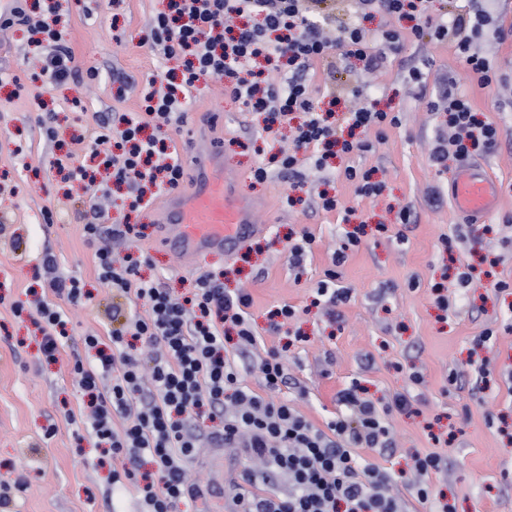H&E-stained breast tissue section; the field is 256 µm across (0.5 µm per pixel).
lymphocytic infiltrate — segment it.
Returning a JSON list of instances; mask_svg holds the SVG:
<instances>
[{"mask_svg": "<svg viewBox=\"0 0 512 512\" xmlns=\"http://www.w3.org/2000/svg\"><path fill=\"white\" fill-rule=\"evenodd\" d=\"M324 2L168 0L166 10L151 20L150 39L165 58L182 60L181 80L158 75L144 111L100 117L90 152L106 155L115 183L134 189L142 181L159 180L168 188L179 187L184 169L168 129L180 120L176 108L196 82L220 79L233 100L264 113L268 123L303 113L291 135V151L270 157V166L286 172L300 188L306 183L301 153L336 144L346 153L371 148L364 139L337 141L332 110L316 104L309 79L315 63H326L332 72L355 60L372 71L382 66L386 53L428 37L449 43L480 88L503 81L491 60L474 49L493 20L497 0H484L465 13L443 14L434 13L432 0H359L362 17L381 12L398 20L375 39L359 25L341 28L333 39L325 36ZM247 17L253 25H244ZM30 30L56 45L42 56L44 84L69 78L74 58L58 17L42 14ZM436 104L443 110L446 132L433 142V167L444 169L451 159L462 164L496 148L497 127L480 118L455 79H448ZM270 166L257 167L255 179L265 180ZM358 243L355 233H345L318 285L328 308L350 298L349 289L337 284L338 269ZM95 257L101 281L117 300L105 334L92 331L82 338L87 354L75 356L72 373L80 395L88 399L86 415L72 414L68 421L90 428L106 447L116 464L112 485L134 490L138 512H181L196 499L198 486L190 481L188 466L205 437L195 423L204 409L222 423L206 437L238 449L249 462L241 483L229 491L234 512H405L403 500L387 490L389 475L362 464L359 455L363 448L392 447L387 418L407 406L404 394L381 407L363 397L359 381H352L339 393L345 414L317 427L290 401L274 397L287 380L286 349L250 355L245 364L226 350L231 328L239 347L258 344L247 313L249 295H228L223 282L208 275L198 280L192 296L179 300L160 281L139 277V261L132 255L118 260L101 248ZM43 265L52 300H40L30 311L19 304L14 310L28 312L41 324L43 353L51 360L68 340L65 306H81L89 294L77 277L59 272L54 255L45 254ZM253 371L260 378L256 391L244 379ZM283 478L288 489L281 492L277 484Z\"/></svg>", "mask_w": 512, "mask_h": 512, "instance_id": "1", "label": "lymphocytic infiltrate"}]
</instances>
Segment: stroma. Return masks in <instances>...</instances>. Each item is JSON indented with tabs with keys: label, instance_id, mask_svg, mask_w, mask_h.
<instances>
[{
	"label": "stroma",
	"instance_id": "obj_1",
	"mask_svg": "<svg viewBox=\"0 0 512 512\" xmlns=\"http://www.w3.org/2000/svg\"><path fill=\"white\" fill-rule=\"evenodd\" d=\"M51 4L77 64L60 86L48 90L35 80L40 64L29 50L26 26L0 28V482L22 470L29 476L6 512H136L133 492H113L108 467L98 466L100 448L64 417L79 404L74 356L88 331L101 330L112 289L98 280L94 247L83 231L93 219L90 193L69 183L52 160L71 152L90 164L86 145L97 129L96 114L141 111L144 90L170 66L149 41L150 20L167 0H28L37 14ZM414 67L421 68L422 83L408 82ZM451 76L499 132L496 148L474 158L501 187L499 210L484 226L457 222L453 173L437 172L429 160L441 118L426 103ZM346 82L388 104L400 123L367 131L370 151L337 158L334 169L321 172V182L339 200L336 210H322L310 199L289 204L290 181L278 169L255 181L253 172L266 159L263 117L226 95L223 81L211 79L197 82L170 135L177 143L194 140L200 115L222 113L224 165L240 192L256 202L263 232L229 256L180 258L158 243L152 207L159 197L134 212L111 197L108 218L141 231V275L161 280L174 296H189L198 278L217 273L226 291L247 293L256 334L266 346L290 347L281 397L316 426L325 427L340 412L338 393L351 381L380 404L406 394L409 406L388 418L393 448L359 454L388 471L395 493L406 497L414 454L440 453L441 471L424 478L430 503L409 499L410 512H430L439 502L453 512H512V294L490 286L495 277L512 280V98L479 88L451 46L428 41L407 42L366 81L350 75ZM40 115L46 126L37 125ZM348 165L373 170L385 184L383 194L360 195L343 175ZM405 206L412 217L404 225L399 211ZM353 224L364 232L339 278L351 299L333 321L317 303L316 287ZM381 224L387 232H378ZM305 231L314 242L295 268L289 245ZM448 237L455 241L450 250L443 245ZM48 253L92 294L84 305L66 307L70 340L54 363L39 349L33 320L12 311L29 302V290L40 288ZM466 267L470 283L449 290L447 309L438 308L432 285ZM285 305L296 317L273 329L270 313ZM50 426L51 436L45 433ZM437 435L450 437V444H435ZM245 466L235 449L203 443L190 465L202 489L198 512H225L228 489Z\"/></svg>",
	"mask_w": 512,
	"mask_h": 512
}]
</instances>
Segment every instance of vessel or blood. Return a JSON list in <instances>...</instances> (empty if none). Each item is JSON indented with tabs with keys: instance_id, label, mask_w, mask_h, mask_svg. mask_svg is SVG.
<instances>
[{
	"instance_id": "1",
	"label": "vessel or blood",
	"mask_w": 512,
	"mask_h": 512,
	"mask_svg": "<svg viewBox=\"0 0 512 512\" xmlns=\"http://www.w3.org/2000/svg\"><path fill=\"white\" fill-rule=\"evenodd\" d=\"M186 163L193 190L187 195L164 199L160 243L181 256L233 253L259 227L224 173L219 141L192 142ZM451 192L453 213L464 223L492 215L499 205L495 182L477 164L457 168L451 180Z\"/></svg>"
}]
</instances>
